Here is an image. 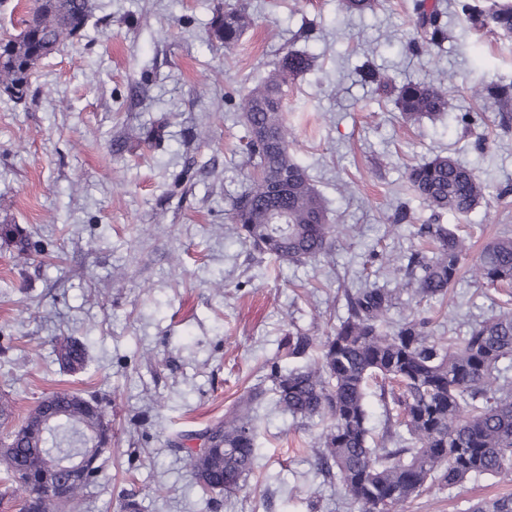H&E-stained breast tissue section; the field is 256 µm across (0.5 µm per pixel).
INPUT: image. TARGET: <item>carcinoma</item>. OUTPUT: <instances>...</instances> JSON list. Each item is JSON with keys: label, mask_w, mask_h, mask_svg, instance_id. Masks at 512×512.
Returning a JSON list of instances; mask_svg holds the SVG:
<instances>
[{"label": "carcinoma", "mask_w": 512, "mask_h": 512, "mask_svg": "<svg viewBox=\"0 0 512 512\" xmlns=\"http://www.w3.org/2000/svg\"><path fill=\"white\" fill-rule=\"evenodd\" d=\"M94 11L93 0H32L21 31L0 38V93L15 102L28 97L37 64L77 37ZM464 21L475 29L512 33V0H493L489 9L465 4ZM416 27L423 44L447 39L440 4L415 0ZM252 24L241 5L228 3L210 21V35L236 46ZM307 52L287 49L265 78L251 88L241 109L248 131L246 154L253 172L229 210L238 236L279 262L303 263L327 254L334 233L322 199L289 151L290 129L283 103L288 81L313 69ZM396 106L407 121L432 118L454 109L451 99L431 84L408 81L397 92ZM288 187L271 197L282 176ZM407 182L433 214L463 216L487 196L475 172L448 155L411 167ZM417 235L432 244L431 254L415 251L394 288L365 286L347 293V316L325 340L288 333L284 357L299 359L319 350L317 362L287 373L272 368L268 379L277 402L292 416L326 422L320 435L318 463L336 477L344 496L359 512H401L430 486L451 488L465 478L490 474L512 481V388L501 381L512 364V311H502L470 326L462 337L433 336L428 322L415 315L388 325L397 291L446 298L459 280L467 251L465 240L446 224H421ZM21 252L29 242L12 226L0 229ZM487 285H512V232L505 229L483 249L471 268ZM61 365L84 367L86 348L71 337L56 341ZM375 384L384 401L387 427L372 435L366 397ZM265 391L246 390L224 418L201 430L179 434L181 441L213 437L204 452L183 447L203 492L231 495L255 468L257 427L254 405ZM64 416L50 429L34 428L32 408L13 431L0 439V508L14 498L18 483L31 496L29 512H77L101 466L66 499L43 488L40 472L49 448L65 457L84 450L94 435L111 433L96 413L99 401L78 392L56 393ZM469 512H512V494L479 501Z\"/></svg>", "instance_id": "cac0c4a2"}]
</instances>
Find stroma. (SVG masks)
Listing matches in <instances>:
<instances>
[{"mask_svg":"<svg viewBox=\"0 0 512 512\" xmlns=\"http://www.w3.org/2000/svg\"><path fill=\"white\" fill-rule=\"evenodd\" d=\"M222 0H94L73 41L43 59L23 103L0 96V225L35 242L20 254L0 238V390L13 403L0 434L38 399L95 396L112 445L81 512H357L318 473V421L302 422L267 394L255 469L236 494L203 496L179 434L222 419L271 363L296 368L281 345L321 338L346 314V291L389 287L393 267L421 249L419 225L464 236L474 262L512 229V34L475 29L441 0L448 38L420 47L414 0L349 13L340 0H242L254 24L232 49L209 39ZM293 48L315 67L284 92L290 152L328 209L330 254L278 263L239 240L228 213L251 168L238 104ZM371 65L391 80L376 90ZM443 85L456 111L406 122L396 90ZM473 168L485 201L464 216L431 210L406 172L436 154ZM406 208L411 223L391 218ZM512 292L462 276L446 301L401 293L391 322L418 313L437 336H462L498 314ZM86 346L82 370L57 360L56 338ZM512 493L483 475L432 488L405 512H468Z\"/></svg>","mask_w":512,"mask_h":512,"instance_id":"35a3bbf8","label":"stroma"}]
</instances>
